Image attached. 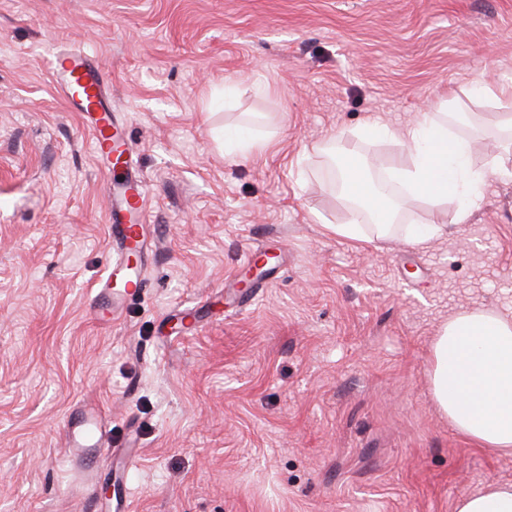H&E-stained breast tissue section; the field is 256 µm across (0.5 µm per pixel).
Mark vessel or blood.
<instances>
[{
	"instance_id": "obj_1",
	"label": "vessel or blood",
	"mask_w": 512,
	"mask_h": 512,
	"mask_svg": "<svg viewBox=\"0 0 512 512\" xmlns=\"http://www.w3.org/2000/svg\"><path fill=\"white\" fill-rule=\"evenodd\" d=\"M49 72L55 85L63 90L71 103L82 111L99 114L92 133L99 154H110L113 142L103 124L110 118L100 115L99 109L106 95L102 66L98 60L79 49L58 52L52 60ZM109 190L115 198V206L108 217V233L122 251L137 250L146 253L152 239L151 227L145 220L146 188L142 180L129 174L111 178ZM122 279L126 295L140 293L145 285L144 270L126 263L108 269L95 288V309L108 314L117 309L118 299L112 295L113 279ZM67 454L71 464L81 470L87 482L98 479L95 459L98 451L108 440V431L102 422L99 407L74 406L65 424Z\"/></svg>"
}]
</instances>
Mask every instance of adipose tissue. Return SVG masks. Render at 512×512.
<instances>
[{
    "label": "adipose tissue",
    "mask_w": 512,
    "mask_h": 512,
    "mask_svg": "<svg viewBox=\"0 0 512 512\" xmlns=\"http://www.w3.org/2000/svg\"><path fill=\"white\" fill-rule=\"evenodd\" d=\"M409 161L390 172L408 199L432 204L457 198L460 217L477 207L486 175L471 169L470 141L451 135L445 124L424 120L404 135ZM343 198L366 212L378 230L393 218L389 193L369 182L356 159L340 151ZM431 390L439 411L462 437L480 448L512 455V312L477 309L451 316L432 345ZM456 512H512V483H487L462 496Z\"/></svg>",
    "instance_id": "1"
}]
</instances>
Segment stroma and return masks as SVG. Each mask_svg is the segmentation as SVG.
<instances>
[{
    "mask_svg": "<svg viewBox=\"0 0 512 512\" xmlns=\"http://www.w3.org/2000/svg\"><path fill=\"white\" fill-rule=\"evenodd\" d=\"M65 48L104 68L159 241L106 325L90 290L119 252L90 119L49 80ZM483 81L512 87V0H0V512H455L512 483L430 391L448 317L512 308V135ZM426 117L479 140V207L336 236L334 146L378 181ZM80 401L111 435L91 489L64 456Z\"/></svg>",
    "mask_w": 512,
    "mask_h": 512,
    "instance_id": "35a3bbf8",
    "label": "stroma"
}]
</instances>
